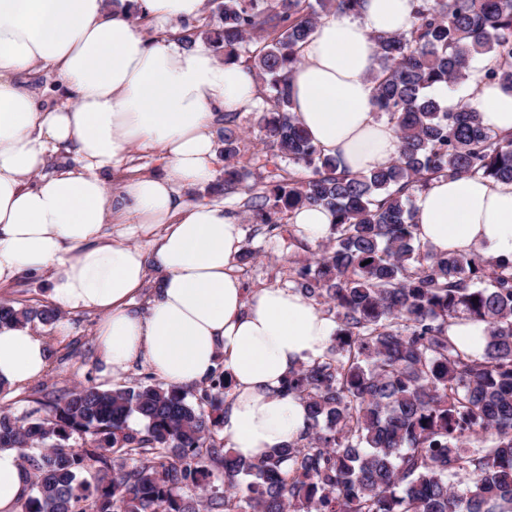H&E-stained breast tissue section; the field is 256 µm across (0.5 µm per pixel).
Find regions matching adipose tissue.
<instances>
[{
	"mask_svg": "<svg viewBox=\"0 0 512 512\" xmlns=\"http://www.w3.org/2000/svg\"><path fill=\"white\" fill-rule=\"evenodd\" d=\"M204 0H0V286L49 276L56 307L99 314L104 364L149 366L166 387H188L223 362L231 380L224 437L255 460L297 438L304 404L282 394L300 363L319 358L332 324L285 288L246 294L235 270L236 215L190 202L179 186L211 183L210 128L256 93L253 72L204 45L184 47L170 23L193 24ZM410 0H363L322 20L290 81L293 110L314 143L351 172L398 155L392 125L374 117V35L408 30ZM159 28L147 36L145 26ZM63 90L44 105L30 77ZM485 126L512 130V88L473 79L467 96ZM159 153L160 174L106 176L131 149ZM416 233L438 253L512 261V183L434 180L415 199ZM150 235L149 249L130 243ZM155 286L145 305L136 296ZM49 367L46 340L0 326V383L20 387ZM26 491L16 450L0 449V512Z\"/></svg>",
	"mask_w": 512,
	"mask_h": 512,
	"instance_id": "ef3b65f1",
	"label": "adipose tissue"
}]
</instances>
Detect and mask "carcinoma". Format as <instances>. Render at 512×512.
I'll return each instance as SVG.
<instances>
[{
	"mask_svg": "<svg viewBox=\"0 0 512 512\" xmlns=\"http://www.w3.org/2000/svg\"><path fill=\"white\" fill-rule=\"evenodd\" d=\"M361 3L218 0V25L180 35L257 77L264 163L246 156L236 113H224V197H240L255 224L312 206L334 217L320 252L293 268V290L324 299L337 324L327 351L283 384L307 407L306 431L261 459L238 457L219 437L222 371L190 388L152 375L135 388L83 385L46 417L0 409V449L19 450L26 474L21 512H512V262L434 252L413 212L435 179L512 183V133L432 95L465 84L476 55L490 61L483 82L512 87V0H412L411 29L374 37L376 112L400 151L351 173L313 143L289 83L321 20ZM58 316L0 302V324ZM462 319L486 325L481 352L450 336ZM73 433L84 447H66ZM85 469L95 483L80 479ZM215 471L219 494L200 483ZM190 484L200 493L183 495Z\"/></svg>",
	"mask_w": 512,
	"mask_h": 512,
	"instance_id": "obj_1",
	"label": "carcinoma"
}]
</instances>
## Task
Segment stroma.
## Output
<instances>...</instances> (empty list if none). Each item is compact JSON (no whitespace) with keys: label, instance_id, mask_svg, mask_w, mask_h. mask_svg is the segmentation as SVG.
Here are the masks:
<instances>
[{"label":"stroma","instance_id":"obj_1","mask_svg":"<svg viewBox=\"0 0 512 512\" xmlns=\"http://www.w3.org/2000/svg\"><path fill=\"white\" fill-rule=\"evenodd\" d=\"M244 244L253 259L237 263L246 293L262 288L289 285V269L293 262L311 258L317 252V242L302 236L296 225L282 223L277 228L266 224L243 221ZM97 314L87 311H64L51 326H37L51 345L50 369L41 377L20 388L0 392V408L16 416L31 411L48 415L51 402L77 385L95 384L104 388L115 384L136 386L147 373V366L135 364L113 371L101 361L97 343Z\"/></svg>","mask_w":512,"mask_h":512}]
</instances>
